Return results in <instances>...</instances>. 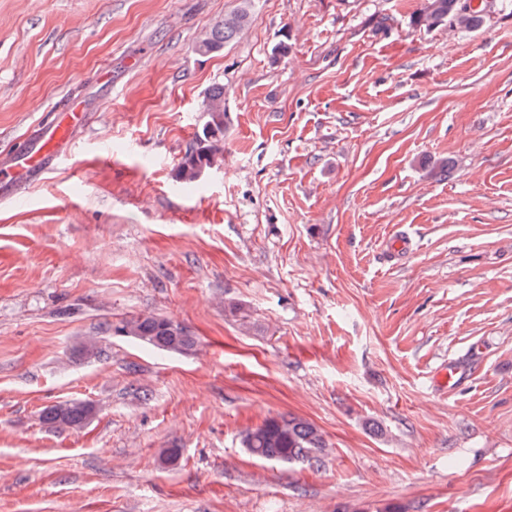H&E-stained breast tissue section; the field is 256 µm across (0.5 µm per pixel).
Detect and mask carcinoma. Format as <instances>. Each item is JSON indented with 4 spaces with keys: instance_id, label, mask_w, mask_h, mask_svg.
Returning a JSON list of instances; mask_svg holds the SVG:
<instances>
[{
    "instance_id": "cac0c4a2",
    "label": "carcinoma",
    "mask_w": 512,
    "mask_h": 512,
    "mask_svg": "<svg viewBox=\"0 0 512 512\" xmlns=\"http://www.w3.org/2000/svg\"><path fill=\"white\" fill-rule=\"evenodd\" d=\"M491 4L487 0H425L413 23L424 28L448 25L451 31L476 32L486 22ZM251 2L243 0L240 8L215 22L199 36L195 49L201 55L219 53L247 26ZM204 121L183 156L178 179L188 190L208 169L224 164V85L213 86L201 104ZM115 332L135 336L144 343L165 351L189 354L198 340L182 324L166 317L140 315L122 322ZM92 407L81 401H68L48 408L43 419L57 427L78 429L89 419ZM245 447L251 454L267 461L319 465L327 448L320 431L309 421L291 415L268 417L247 433Z\"/></svg>"
}]
</instances>
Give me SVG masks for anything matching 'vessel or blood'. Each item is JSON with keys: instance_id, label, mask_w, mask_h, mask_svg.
Returning <instances> with one entry per match:
<instances>
[{"instance_id": "vessel-or-blood-1", "label": "vessel or blood", "mask_w": 512, "mask_h": 512, "mask_svg": "<svg viewBox=\"0 0 512 512\" xmlns=\"http://www.w3.org/2000/svg\"><path fill=\"white\" fill-rule=\"evenodd\" d=\"M86 114L71 103L57 112L54 120L30 134V143L22 151L0 159V183L17 186L31 174L46 172L58 148L71 141L75 131L84 126Z\"/></svg>"}]
</instances>
